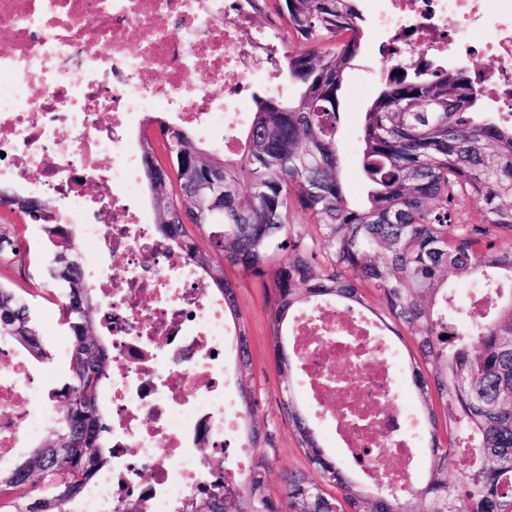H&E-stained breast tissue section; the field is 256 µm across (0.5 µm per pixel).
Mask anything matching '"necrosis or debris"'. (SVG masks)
Returning a JSON list of instances; mask_svg holds the SVG:
<instances>
[{"instance_id": "obj_1", "label": "necrosis or debris", "mask_w": 512, "mask_h": 512, "mask_svg": "<svg viewBox=\"0 0 512 512\" xmlns=\"http://www.w3.org/2000/svg\"><path fill=\"white\" fill-rule=\"evenodd\" d=\"M251 18L249 0H0V181L65 203L112 348V465L78 512H131L136 502L182 512L193 492L239 486L250 467L245 448L225 451L239 414L224 302L131 204L143 192L136 114L175 113L224 147L252 88L280 93L275 38ZM379 22L405 65L417 62L410 44L436 59L484 53L493 65L476 78L487 107H512V0H388ZM482 29L494 39L479 43ZM111 254L125 263L104 264ZM292 345L308 401H335L326 418L344 454L369 478L405 483L420 434L386 344L336 310L327 321L303 315ZM51 379L0 343V451L58 422Z\"/></svg>"}]
</instances>
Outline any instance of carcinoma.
<instances>
[{"instance_id": "obj_1", "label": "carcinoma", "mask_w": 512, "mask_h": 512, "mask_svg": "<svg viewBox=\"0 0 512 512\" xmlns=\"http://www.w3.org/2000/svg\"><path fill=\"white\" fill-rule=\"evenodd\" d=\"M276 10L307 46L283 54L282 73L297 96L253 94L236 149L221 156L163 113L146 116L140 150L161 245L224 296L242 369L250 365L249 333L224 269L264 276L268 255L288 251L271 273V336L284 378L282 409L319 478L289 472L277 502L267 494L270 463L259 457L237 490L193 497L195 512H512V112L481 111L482 91L466 70L387 65L359 145L366 197L353 205L337 147L339 92L363 49V15L357 0H278ZM150 131L171 146L164 163ZM468 197L479 200L477 212L459 208ZM0 199L38 225L50 245L48 273L70 336L69 376L54 391L56 429L15 468L0 469V512H66L111 462L100 391L112 376V352L94 334L101 299L83 276L78 236L55 203L2 186ZM295 205L326 247L322 263L290 233ZM189 224L211 228L214 252L199 248ZM451 276L472 286L469 304L448 288ZM365 286L375 289L378 309L365 303ZM326 304L346 313L365 308L373 325L396 336L401 326L417 340L419 358L408 370L430 446L425 477L411 488H365L296 406L281 336L299 311ZM0 335L38 361L52 358L25 297L2 284ZM239 393L248 420L255 400L247 382ZM450 470L458 474L453 483Z\"/></svg>"}]
</instances>
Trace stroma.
<instances>
[{
    "mask_svg": "<svg viewBox=\"0 0 512 512\" xmlns=\"http://www.w3.org/2000/svg\"><path fill=\"white\" fill-rule=\"evenodd\" d=\"M358 6L366 19L368 34L362 53L342 83V117L338 128L347 197L355 203L366 196L358 163V141L364 114L381 88L379 47L387 39L375 24L377 13L385 7L383 0H359ZM5 224L15 226L22 251L16 257H0V283L28 291L31 310L53 355L49 365L55 368L57 380H64L68 365L61 347L68 336L59 311V290L46 276L48 250L38 227L22 215L0 209V226ZM226 275L235 286L238 310L249 328L252 362L246 377L257 401L252 423L262 436L259 452L271 464L267 474L268 493L278 500L284 495L285 475L306 470L307 462L281 408L283 383L276 367L269 327L271 281L269 276L257 277L237 268L227 269Z\"/></svg>",
    "mask_w": 512,
    "mask_h": 512,
    "instance_id": "obj_1",
    "label": "stroma"
}]
</instances>
